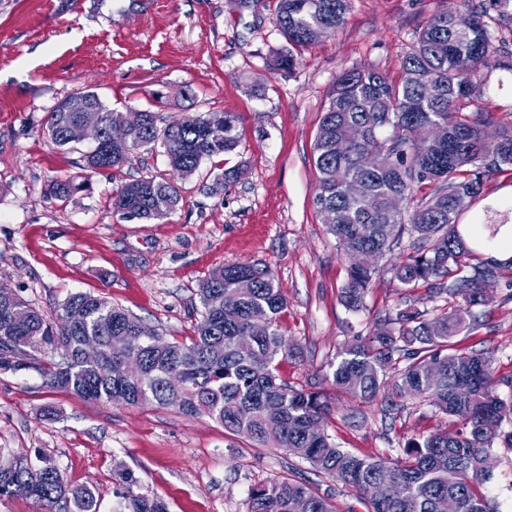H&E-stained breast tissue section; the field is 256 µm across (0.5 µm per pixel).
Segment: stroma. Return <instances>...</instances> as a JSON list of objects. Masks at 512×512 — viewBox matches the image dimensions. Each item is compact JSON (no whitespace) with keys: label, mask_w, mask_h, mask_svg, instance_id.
<instances>
[{"label":"stroma","mask_w":512,"mask_h":512,"mask_svg":"<svg viewBox=\"0 0 512 512\" xmlns=\"http://www.w3.org/2000/svg\"><path fill=\"white\" fill-rule=\"evenodd\" d=\"M449 0H351L343 25L298 52L289 71L269 69L289 45L274 24L277 0H0V286L50 312L75 292H90L149 325L166 341L190 336L199 283L213 270L262 263L275 273L287 308L280 329L292 351L278 374L295 388L327 390L325 428L337 446L396 458L410 439L453 431L424 399L364 402L333 391L331 365L352 337L368 335L404 304L449 309L426 285L402 288L391 267L409 252L385 254L364 297L347 311L340 289L348 263L317 208L313 148L329 89L360 66L399 81L403 56L419 30ZM483 10L493 50L475 102L495 126L512 125V0H450ZM95 88L115 112H155L160 122L184 113L234 112L240 144L204 160L198 171H172L162 148L119 170L88 173L91 141L53 146L48 112L75 88ZM242 168L222 182L224 170ZM156 177L175 183L179 206L161 221L114 214L113 191ZM80 183L67 200L55 181ZM512 208V169L489 173L481 197L460 224L486 220L487 208ZM478 324L456 347L492 358L502 397L512 396V270ZM52 350L27 368L0 370V461L49 458L73 487L91 488L100 512H115L119 471L135 492L162 498L169 512H249L250 492L295 479L327 497L334 512H366L358 494L280 448L225 434L205 416L157 405L88 401L48 388ZM54 419H46L45 409Z\"/></svg>","instance_id":"obj_1"}]
</instances>
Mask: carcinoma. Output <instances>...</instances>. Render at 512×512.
Here are the masks:
<instances>
[{"label": "carcinoma", "mask_w": 512, "mask_h": 512, "mask_svg": "<svg viewBox=\"0 0 512 512\" xmlns=\"http://www.w3.org/2000/svg\"><path fill=\"white\" fill-rule=\"evenodd\" d=\"M349 4L277 0L275 23L288 44L304 47L315 42V28L340 27ZM458 14L447 6L429 19L402 60L400 81L367 67L338 76L328 93L313 155L316 205L336 211V223L328 228L346 259L362 249L390 253L408 235L413 238L411 252L393 267L394 278L403 288L427 283L455 301L450 311L432 317L412 306L401 308L371 335L346 342L332 365L333 384L373 401L386 369L399 365L393 393L428 400L460 423L456 433L413 438L402 449L403 457L393 461L336 446L317 426L330 414L326 395L294 389L277 375V358L290 350L279 329L287 301L272 271L260 263L229 264L202 281V310L189 340L133 336L130 356L115 350L112 341L132 336V317L112 302L78 292L63 301L52 320L0 287V369L21 370L31 353L50 346L59 360L43 370L49 388L92 401L156 404L185 416H206L228 433L282 448L352 487L367 512H435L437 501L448 495L460 501V512H496L485 492L492 474L483 468V458L497 444L512 449V430L503 429L504 422L512 424V397L499 396L490 356L457 349L452 338L475 326L473 308L492 301L481 280H497L502 268L512 267V259L470 262L474 247L485 237L494 239L512 216L487 208L488 223L470 245L458 227L453 200L458 194L482 196L487 173L512 167V128H494L484 113L469 110L480 96V72L492 44L482 13L468 12L467 33L454 27ZM143 116L130 152L118 154L101 142L86 156V170L118 169L140 151L159 146L171 167L188 176L203 160L232 153L240 143L234 112L189 113L163 127L155 113ZM120 117L95 89L79 87L48 113L46 133L62 148L74 143L69 129L75 122L95 119L106 127ZM434 125L448 129V140L429 136ZM349 126L359 128L361 136L338 156L336 133ZM428 184L435 185L433 192L405 215L389 211V197L411 199ZM180 199L176 185L147 177L116 190L112 209L123 219L160 221ZM373 274V268L349 263L340 292L346 309L363 307ZM242 279L253 284L246 295L237 291ZM17 305L30 311L23 326L11 320L10 307ZM257 320L267 326L263 336L250 335ZM88 338L102 348L93 365L79 354ZM173 371L184 376L180 390L166 386ZM272 417L281 424L277 436L265 430ZM120 478L125 490L119 493L116 512H168L162 499L133 491L137 478L132 471L121 472ZM18 495L48 509L63 500L69 512H99L90 488L68 487L43 457L36 463L19 458L0 463V500ZM298 499L308 501L309 512H333L327 498L289 479L252 489L249 512H291Z\"/></svg>", "instance_id": "1"}]
</instances>
